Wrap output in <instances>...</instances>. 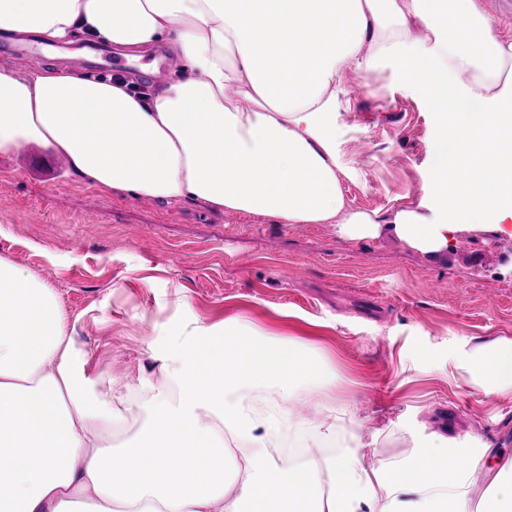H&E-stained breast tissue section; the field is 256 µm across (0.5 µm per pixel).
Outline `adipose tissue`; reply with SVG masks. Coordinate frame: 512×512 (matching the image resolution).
Wrapping results in <instances>:
<instances>
[{"label": "adipose tissue", "instance_id": "obj_1", "mask_svg": "<svg viewBox=\"0 0 512 512\" xmlns=\"http://www.w3.org/2000/svg\"><path fill=\"white\" fill-rule=\"evenodd\" d=\"M79 29L132 59L165 46L180 69L139 95L51 62L1 71L0 154L36 141L104 190L362 239L380 220L342 190L362 173L340 159L336 103L391 59L436 111L431 175L451 218L401 209L393 234L435 255L450 227L512 223V38L477 0H0V36ZM69 324L52 288L0 259V512H512V460L479 486L481 457L450 458L444 435L370 463L363 419L296 338L201 327L161 383L119 373L92 392ZM458 368L512 390V341ZM268 386L263 414L246 394ZM117 422L133 433L116 446ZM277 439L305 460L275 455Z\"/></svg>", "mask_w": 512, "mask_h": 512}]
</instances>
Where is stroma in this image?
<instances>
[{
    "label": "stroma",
    "mask_w": 512,
    "mask_h": 512,
    "mask_svg": "<svg viewBox=\"0 0 512 512\" xmlns=\"http://www.w3.org/2000/svg\"><path fill=\"white\" fill-rule=\"evenodd\" d=\"M166 59L158 47L132 61L78 35L57 63L149 88ZM336 123L343 161L363 171L342 184L351 207L444 222L430 173L434 114L394 61L340 92ZM0 258L36 275L75 317L91 389L122 368L157 371L159 353L178 351L197 327L243 320L302 341L335 370L339 400L382 431L376 461H404L434 433L466 456H512V392L486 395L448 362L512 339V235L493 225L449 232L433 257L385 228L354 241L336 224L107 192L70 168H27L17 151L0 154ZM366 298L377 317L360 315Z\"/></svg>",
    "instance_id": "1"
}]
</instances>
